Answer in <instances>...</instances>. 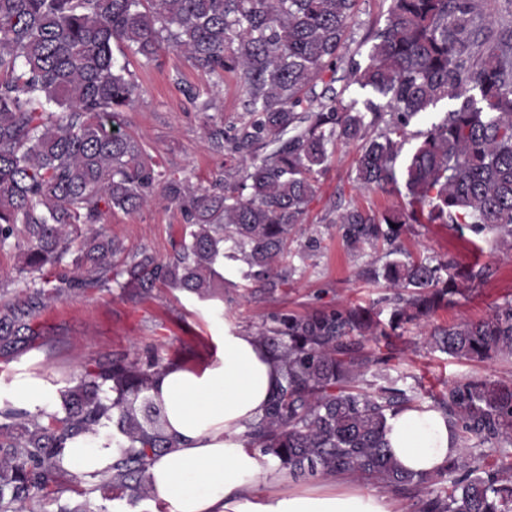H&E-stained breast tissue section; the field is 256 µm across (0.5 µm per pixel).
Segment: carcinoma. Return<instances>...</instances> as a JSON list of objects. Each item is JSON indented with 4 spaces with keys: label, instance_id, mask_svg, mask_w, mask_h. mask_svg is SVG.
Instances as JSON below:
<instances>
[{
    "label": "carcinoma",
    "instance_id": "cac0c4a2",
    "mask_svg": "<svg viewBox=\"0 0 512 512\" xmlns=\"http://www.w3.org/2000/svg\"><path fill=\"white\" fill-rule=\"evenodd\" d=\"M358 0H0V248L14 244L19 272L36 276L22 301L0 295V357L36 344L37 318L74 290L117 285L139 296L160 286L214 298L216 263L242 259L244 276L288 284L282 266L339 144H356L355 182L406 203L377 214H336L346 249L388 246L367 272L394 291L387 323L361 307L317 309L256 332L280 363L282 383L244 446L295 479L347 477L419 498L418 512H512V378L448 383L438 401L461 451L437 472L448 485L419 497L426 474L407 472L385 442L387 416L415 405L365 376L379 359L368 343L425 328L481 279L448 260L396 245L411 224L492 235L512 251V22L493 25L480 0H390L370 36L368 62L349 63L340 89L316 91L343 62ZM122 49L118 60L112 46ZM171 48L197 69L238 76L248 120L228 143L219 190L166 172L125 131L140 94L126 57L152 63ZM365 93L359 99L350 88ZM446 102L425 129L420 118ZM179 206V249L167 262L142 250L119 265V242L92 229L115 211L156 197ZM433 349L466 361H512V302L478 320L424 332ZM171 364L125 357L85 367L41 417L0 409V512L76 481L111 501L152 498L146 472L170 448L163 407L150 395ZM112 423V472L89 479L61 465L67 441Z\"/></svg>",
    "mask_w": 512,
    "mask_h": 512
}]
</instances>
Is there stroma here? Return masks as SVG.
Masks as SVG:
<instances>
[{
  "mask_svg": "<svg viewBox=\"0 0 512 512\" xmlns=\"http://www.w3.org/2000/svg\"><path fill=\"white\" fill-rule=\"evenodd\" d=\"M390 0H360L351 28L348 50L365 61L372 29L384 25ZM141 94L127 112V131L141 140L147 151L166 169L190 177L200 188L212 187L224 172V152L216 150L209 129L232 130L246 118L239 83L213 77L195 69L178 52L167 49L159 62L130 65ZM211 101L202 110V101ZM358 149L338 146L319 190L305 216L308 235L320 246L306 251L305 237L292 246V272L285 285L272 288L242 277L243 264L225 261L220 271L232 283L222 296L201 300L171 290L155 289L150 297L130 298L120 288L74 291L50 303L38 320L46 334L30 354L38 360L42 373L58 383L71 385L82 366L125 356L146 364L177 360L179 365L202 368L223 353L225 329L256 332L274 316L305 313L323 307L359 305L388 319L392 290L384 282L362 277V270L381 266L385 248L365 249L352 254L343 245L335 222L337 205H358L377 212L400 205L401 197L358 188L355 161ZM183 217L176 204L159 199L137 212L106 215L102 229L114 237L125 252L147 250L158 260L172 257L182 232ZM470 236L445 224H415L400 238L412 254L452 260L457 268L472 261ZM481 259L487 276L475 282L471 291L450 308L437 312L434 324L445 326L464 319H477L505 300H512V252L484 242ZM397 352L385 364L372 366L366 375L371 386L382 379L397 381L399 387L416 396L424 405H433L449 382L470 376L489 380L512 377V363L491 360L469 362L426 348L419 330L412 329L394 340ZM82 504L88 512H128L126 500L103 502L99 493H83L72 483L61 490L57 501L34 502L32 512H56L58 503Z\"/></svg>",
  "mask_w": 512,
  "mask_h": 512,
  "instance_id": "stroma-1",
  "label": "stroma"
}]
</instances>
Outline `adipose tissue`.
I'll return each instance as SVG.
<instances>
[{
	"label": "adipose tissue",
	"instance_id": "obj_1",
	"mask_svg": "<svg viewBox=\"0 0 512 512\" xmlns=\"http://www.w3.org/2000/svg\"><path fill=\"white\" fill-rule=\"evenodd\" d=\"M224 354L202 370L172 367L151 391L167 413V453L152 460L148 481L169 512H397L390 495L342 486L322 492H273L283 473L274 461L246 450L238 437L263 415L282 378L278 361L256 336L226 331ZM60 387L34 373L0 381V407L38 416L56 410ZM385 440L405 470L427 473L459 454L444 414L409 407L387 419ZM108 434L80 437L63 452L65 468L80 475L104 473L113 462Z\"/></svg>",
	"mask_w": 512,
	"mask_h": 512
}]
</instances>
